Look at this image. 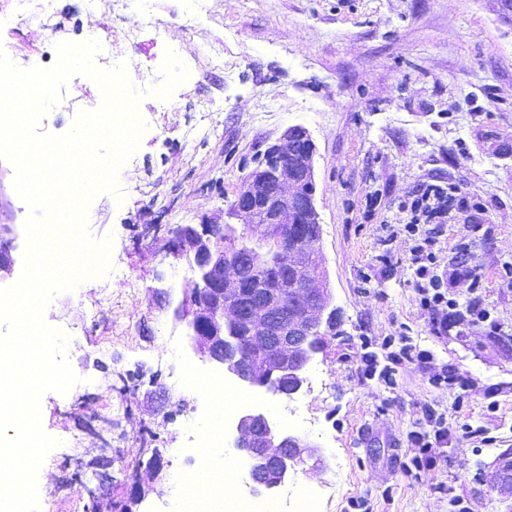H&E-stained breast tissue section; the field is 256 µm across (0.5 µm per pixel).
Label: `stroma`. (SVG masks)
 I'll return each instance as SVG.
<instances>
[{
	"mask_svg": "<svg viewBox=\"0 0 512 512\" xmlns=\"http://www.w3.org/2000/svg\"><path fill=\"white\" fill-rule=\"evenodd\" d=\"M0 0L13 15L0 39L19 68L54 65L56 46L96 31L130 76L158 72L174 51L197 78L169 99L143 97L137 150L119 171L123 201L92 202L87 229L111 237V270L56 293L45 324L64 332L78 382L46 392L41 427L57 445L37 474L41 512L51 491L80 500V512H115L144 473V430L164 457L163 479L140 512H175L171 478L190 472L207 403L191 377L214 375L193 352L173 310L193 274L171 265L155 240L183 224H221L240 179L291 126L317 146L320 246L342 333L316 357L294 394L304 434L327 468L298 473L280 495L323 497V512H512V489L494 480L512 456V0H152V24L127 35L132 10L110 0ZM94 81L72 74L61 103L40 130L67 132L78 113L100 107ZM456 183L465 208L435 225L437 272L459 302L477 297L484 319L446 334L432 330L410 267L412 240L401 230V202L422 182ZM28 204L14 168L0 158V221L14 225L23 265ZM482 274L470 293L459 258ZM406 331L427 363L399 366L393 384L367 375L365 354L388 362L383 341ZM472 385L435 386L444 369ZM445 418L433 466L409 476L413 436L428 413ZM111 457L107 470L93 467Z\"/></svg>",
	"mask_w": 512,
	"mask_h": 512,
	"instance_id": "35a3bbf8",
	"label": "stroma"
}]
</instances>
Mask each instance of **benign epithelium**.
<instances>
[{
  "label": "benign epithelium",
  "instance_id": "benign-epithelium-1",
  "mask_svg": "<svg viewBox=\"0 0 512 512\" xmlns=\"http://www.w3.org/2000/svg\"><path fill=\"white\" fill-rule=\"evenodd\" d=\"M316 153L306 128H288L241 178L227 212L231 222L179 226L160 247L171 265L185 264L195 277L194 287L174 310L175 320L186 323L192 349L248 388L281 393L294 380L299 390L305 382L303 369L324 352L314 338L322 334L334 309L320 249ZM305 217L314 231L289 243L288 225ZM237 223L256 239L272 243L278 263L263 266L256 253L241 248ZM217 229L225 230L222 243L214 234ZM14 239L13 225L0 224V275L13 268ZM282 266L288 270L287 286L255 282L258 271ZM234 447L245 453L251 484L266 489L285 484L306 465L316 473L326 468L322 449L282 430L265 407L242 410ZM141 452L151 453L146 471L159 476L164 467L161 450Z\"/></svg>",
  "mask_w": 512,
  "mask_h": 512
}]
</instances>
